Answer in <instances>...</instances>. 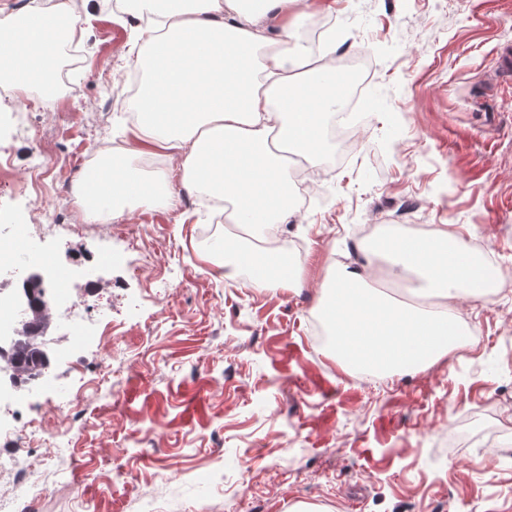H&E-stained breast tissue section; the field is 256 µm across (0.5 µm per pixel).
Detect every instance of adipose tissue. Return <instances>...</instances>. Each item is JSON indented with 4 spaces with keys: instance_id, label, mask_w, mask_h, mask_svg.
Returning a JSON list of instances; mask_svg holds the SVG:
<instances>
[{
    "instance_id": "obj_1",
    "label": "adipose tissue",
    "mask_w": 512,
    "mask_h": 512,
    "mask_svg": "<svg viewBox=\"0 0 512 512\" xmlns=\"http://www.w3.org/2000/svg\"><path fill=\"white\" fill-rule=\"evenodd\" d=\"M300 0H132L140 17L133 64L142 74L125 103L138 115L127 147L85 174L75 191L81 223H107L141 206L173 208L174 185L230 198V223L255 232L283 224L294 179L274 142L307 160L323 153V122L336 109L333 44L312 50L297 32L309 13ZM102 0H54L17 11L0 0V75L18 96L55 91V21L66 37ZM176 153V168L139 166L150 149ZM360 264L328 269L318 314L331 352L346 370L383 374L434 364L465 346L457 300L481 297L493 273L477 265L454 231L386 232ZM211 262L234 280L249 271L262 290L299 286L298 265L275 249L225 241Z\"/></svg>"
}]
</instances>
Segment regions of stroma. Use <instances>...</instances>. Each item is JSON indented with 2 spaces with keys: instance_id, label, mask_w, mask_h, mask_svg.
<instances>
[{
  "instance_id": "35a3bbf8",
  "label": "stroma",
  "mask_w": 512,
  "mask_h": 512,
  "mask_svg": "<svg viewBox=\"0 0 512 512\" xmlns=\"http://www.w3.org/2000/svg\"><path fill=\"white\" fill-rule=\"evenodd\" d=\"M328 17L337 57L369 56L366 131L343 162L311 165L317 194L276 227L306 244L297 290L214 275L202 238L226 225L193 194L75 225L59 181L70 156L130 136L136 20L93 13L66 93L0 96V243L20 222L31 253L0 294L45 255L105 312L75 346L61 300L46 381L0 391L1 425L22 406L65 438L0 440L32 453L40 512H512V285L459 301L476 343L419 372L349 374L312 340L327 267L361 260L369 224L451 225L512 274V77L497 72L512 0H336ZM37 163L42 192L21 197Z\"/></svg>"
}]
</instances>
